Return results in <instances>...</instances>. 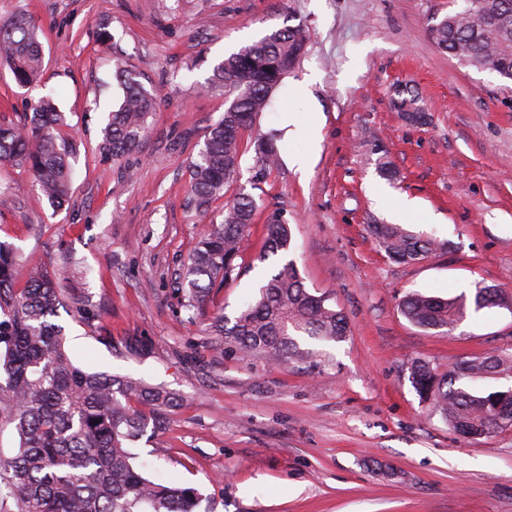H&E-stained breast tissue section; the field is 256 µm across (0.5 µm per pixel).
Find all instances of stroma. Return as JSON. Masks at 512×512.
Instances as JSON below:
<instances>
[{"label": "stroma", "mask_w": 512, "mask_h": 512, "mask_svg": "<svg viewBox=\"0 0 512 512\" xmlns=\"http://www.w3.org/2000/svg\"><path fill=\"white\" fill-rule=\"evenodd\" d=\"M453 0H0V22L26 13L42 31L38 82L19 87L0 64V120L20 122L53 94L58 133L77 145L69 203L50 206L29 172L0 163V241L16 247V287L32 266L54 272L65 307V347L88 372L131 376L181 394L156 458L136 444L145 476L198 489L197 512H512V428L474 442L420 401L408 375L416 360L444 373L488 355L512 360V312L467 309L444 333L400 312L411 292L472 295L512 287V82L462 64L432 42L431 18ZM310 34L305 56L242 136L238 183L247 186L253 140L284 113L308 138L280 153L313 154L308 177L280 165L263 186L244 248L245 266L200 315L183 306V266L223 200L196 213L189 166L224 113L213 66L282 27ZM108 38H101L100 29ZM157 95L139 148L99 151L121 91L112 57ZM314 75L313 100L292 80ZM408 85L425 124L393 106ZM390 161L393 179L381 176ZM418 204L396 209L399 196ZM287 219L286 257L259 261L271 213ZM437 222L427 220V213ZM401 224L447 241L416 265L389 260L366 231ZM294 260L306 288L345 315L346 340L322 346L315 365L241 358L205 328L236 316L259 280Z\"/></svg>", "instance_id": "stroma-1"}]
</instances>
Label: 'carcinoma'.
<instances>
[{"instance_id": "1", "label": "carcinoma", "mask_w": 512, "mask_h": 512, "mask_svg": "<svg viewBox=\"0 0 512 512\" xmlns=\"http://www.w3.org/2000/svg\"><path fill=\"white\" fill-rule=\"evenodd\" d=\"M448 13L429 36L458 61L512 81V0H467ZM39 27L26 15L0 22V61L8 63L20 87L31 85L42 67ZM301 25H284L224 57L213 66L208 84L224 89L227 108L209 128L204 147L190 165L192 201L204 212L240 174L242 135L272 105L283 77L306 52ZM114 76L123 90L108 116L102 152L114 159L135 151L157 111L155 94L136 80L121 57ZM62 120L54 97L39 99L19 124L0 123V162L29 171L51 206H64L71 194L75 147L58 139ZM251 188L262 185L276 167L269 139L254 141ZM257 212L251 193L224 205L223 219L210 225L184 266V307L200 309L210 293L240 273L242 242ZM369 231L387 257L414 264L445 244L400 224H370ZM291 247L288 223L276 212L265 224L267 256ZM16 254L0 243V429L9 426L18 451L0 455V512H196V489L155 482L134 465L131 445L157 439L170 411L183 397L163 385L106 372H87L65 349L64 328L52 321L63 306L60 289L46 271L35 268L26 286L13 287ZM512 303L497 286H479L475 308ZM400 310L414 326L442 332L463 319L466 298L412 292ZM211 333L244 357L262 356L292 363L317 357L313 343H337L348 323L325 294L305 287L294 262L274 270L253 301L229 320L219 314ZM509 369L494 355L461 361L440 374L426 361L408 367L420 400L459 435L473 441L490 437L497 417L512 423V395L482 392L456 382L490 379Z\"/></svg>"}]
</instances>
